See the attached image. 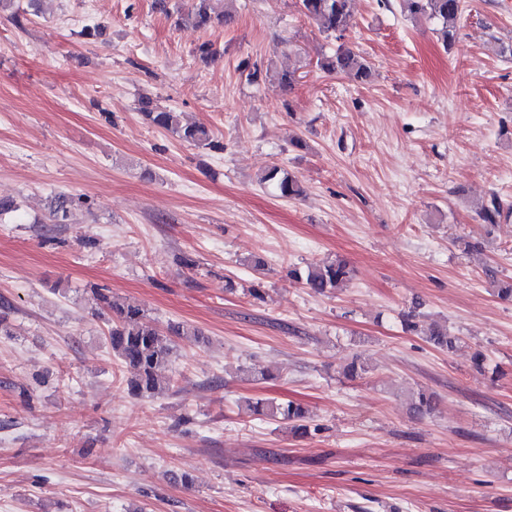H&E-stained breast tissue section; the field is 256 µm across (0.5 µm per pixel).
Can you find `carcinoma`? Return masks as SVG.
Masks as SVG:
<instances>
[{
  "instance_id": "obj_1",
  "label": "carcinoma",
  "mask_w": 512,
  "mask_h": 512,
  "mask_svg": "<svg viewBox=\"0 0 512 512\" xmlns=\"http://www.w3.org/2000/svg\"><path fill=\"white\" fill-rule=\"evenodd\" d=\"M216 0H195V5L179 14L183 24L194 27H206L212 24H224L229 20V13L214 6ZM301 12L317 21L324 32L337 40L344 38L353 26V0H299ZM404 13L412 18L426 16L436 20L438 32L444 45L449 46L456 37V25L462 12V0H401ZM320 69L327 73L353 75L363 82L371 78V69L360 60L359 56L348 48L340 47L335 54L323 56L318 60ZM138 111L151 126L161 129L181 142L203 149H221L219 142L213 139L211 130L196 123H185L180 113L159 106L153 99L144 97L139 101ZM259 182L275 186L282 198H294L303 193L301 182L281 173L273 165L259 177ZM91 200L87 196L60 194L50 205V221L64 224L72 210L90 208ZM497 194L490 195L478 212L484 224H498L502 217L511 214ZM291 276L304 279L306 287L317 294H323L340 287L349 277L345 263L341 261L310 265L306 270L295 269ZM97 300L112 315L109 331L112 352L122 363L135 370L130 380L131 394L137 397H150L157 393L166 382L162 371L170 363L176 351L173 340L162 331L155 321L139 305L121 301L102 289H96ZM426 339L440 349L455 346L456 337L448 331L433 328L426 334ZM413 412L418 416L432 414L436 409L433 396L419 391L410 396ZM248 410L270 420L280 421L289 426L294 433L305 436L310 434L307 411L292 402L277 403L257 400L247 403Z\"/></svg>"
}]
</instances>
